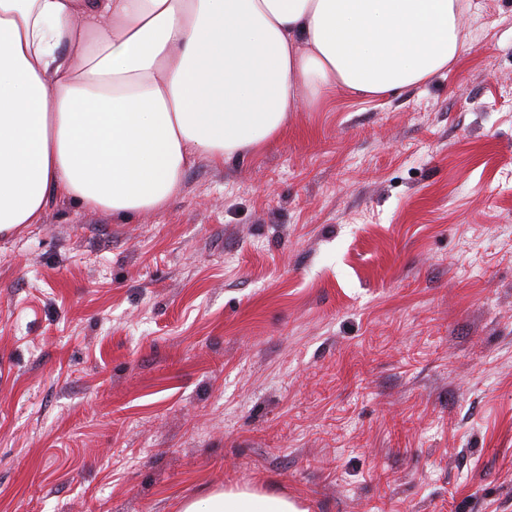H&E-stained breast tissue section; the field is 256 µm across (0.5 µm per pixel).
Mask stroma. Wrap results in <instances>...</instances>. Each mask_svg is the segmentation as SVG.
Returning a JSON list of instances; mask_svg holds the SVG:
<instances>
[{
    "mask_svg": "<svg viewBox=\"0 0 512 512\" xmlns=\"http://www.w3.org/2000/svg\"><path fill=\"white\" fill-rule=\"evenodd\" d=\"M158 211L0 239V512H512V0ZM182 512H307L288 496L259 494L244 489L213 492L200 501H188Z\"/></svg>",
    "mask_w": 512,
    "mask_h": 512,
    "instance_id": "1",
    "label": "stroma"
}]
</instances>
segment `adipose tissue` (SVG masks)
I'll return each instance as SVG.
<instances>
[{"instance_id":"1","label":"adipose tissue","mask_w":512,"mask_h":512,"mask_svg":"<svg viewBox=\"0 0 512 512\" xmlns=\"http://www.w3.org/2000/svg\"><path fill=\"white\" fill-rule=\"evenodd\" d=\"M465 0H0V231L52 196L161 209L309 97L381 95L456 61ZM182 512H306L230 489Z\"/></svg>"}]
</instances>
